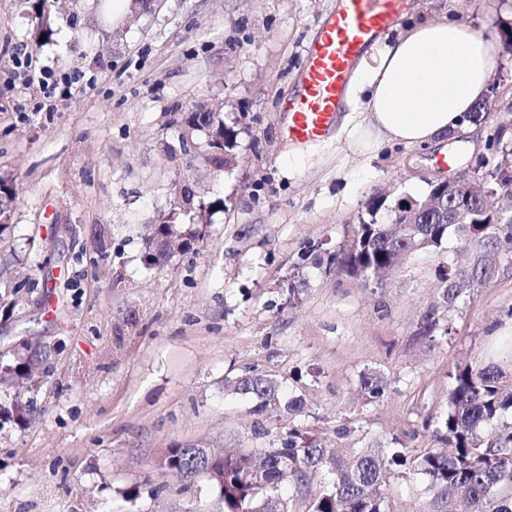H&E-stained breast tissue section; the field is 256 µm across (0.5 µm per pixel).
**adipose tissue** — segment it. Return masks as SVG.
<instances>
[{
  "mask_svg": "<svg viewBox=\"0 0 512 512\" xmlns=\"http://www.w3.org/2000/svg\"><path fill=\"white\" fill-rule=\"evenodd\" d=\"M494 45L470 27L444 18L408 26L358 67L371 137L416 146L463 131L464 116L484 97Z\"/></svg>",
  "mask_w": 512,
  "mask_h": 512,
  "instance_id": "adipose-tissue-1",
  "label": "adipose tissue"
}]
</instances>
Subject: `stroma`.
Returning <instances> with one entry per match:
<instances>
[{
  "label": "stroma",
  "instance_id": "obj_1",
  "mask_svg": "<svg viewBox=\"0 0 512 512\" xmlns=\"http://www.w3.org/2000/svg\"><path fill=\"white\" fill-rule=\"evenodd\" d=\"M34 2L0 0V177L19 190L0 253L17 250L14 269L53 290L25 294L0 326V357L25 337L50 344L52 358L34 421L0 427V512H199L198 490L178 491L150 464L175 445L234 437L259 447L249 401L224 393L225 379L251 367L304 399L270 427L294 419L330 441L337 425H359L418 449L435 445L456 365L494 361L512 379V335L490 337L512 326V258L498 257L493 282L452 308L439 275L462 262L452 250L406 255L370 283L310 266L300 302H288L301 248L345 246L370 197H384L385 224L430 181L479 162L489 172L503 157L471 126L440 144L365 151L351 137L366 122L360 111L344 112L322 145L289 146L281 101L336 0H133L118 21L103 0H48L53 34L41 42ZM444 12L494 42L497 24H512V0H417L404 21ZM20 46L35 68L82 80L45 94L20 77ZM200 103L236 133L237 163L221 177L166 151ZM183 176L225 208L203 241L145 269L143 227ZM371 371L387 382L376 402L359 385ZM147 476L159 493L124 502ZM386 497L390 512L425 504L410 473L396 474Z\"/></svg>",
  "mask_w": 512,
  "mask_h": 512
}]
</instances>
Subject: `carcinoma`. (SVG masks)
Instances as JSON below:
<instances>
[{"label":"carcinoma","instance_id":"obj_1","mask_svg":"<svg viewBox=\"0 0 512 512\" xmlns=\"http://www.w3.org/2000/svg\"><path fill=\"white\" fill-rule=\"evenodd\" d=\"M209 156L216 171L235 165L232 153L234 135L224 119L200 109L185 118L179 139L196 142ZM173 191L181 194L183 205L175 206L159 222L150 225L143 257L146 265L162 270L174 250L189 248L202 239L198 225L213 211L224 209V198H205L194 181L176 182ZM468 223H447L448 211L432 210L417 214L414 229L374 220L353 228L344 249L327 253L324 270L355 278H381L401 255L421 249H444L448 239L461 237V247L471 250L469 266L459 271L444 267L442 298L448 307L457 300L487 287L495 266L485 257L494 250L512 256V223L496 224L486 209L480 190L469 186ZM18 198L12 180L0 177V238L10 233L12 213ZM315 246L300 255L299 271L288 286V303L298 300L307 280L300 269ZM46 284L0 278V317L8 320L23 300L22 291ZM51 356V348L39 343L21 344L8 362L0 360V385L13 389L9 405L0 404L3 420L25 426L37 412L32 394L42 382L40 365ZM448 410L433 430L440 448H427L419 454L397 437L372 440L359 434V446L341 452L324 446L323 440L306 428L294 425L257 452L226 448L217 452L205 444L175 446L155 462L169 474L176 487L190 489L203 480L213 494V510L205 512H386L385 488L395 472L410 469L424 479L425 512H512V421L503 420L512 409V381L492 363H467L451 374ZM284 381L273 374L247 370L224 379V393L250 399V413L256 416L255 432L267 436L266 412L281 405ZM365 399L374 402L384 396L387 382L373 372L361 376ZM322 474L326 482L318 489L311 477Z\"/></svg>","mask_w":512,"mask_h":512}]
</instances>
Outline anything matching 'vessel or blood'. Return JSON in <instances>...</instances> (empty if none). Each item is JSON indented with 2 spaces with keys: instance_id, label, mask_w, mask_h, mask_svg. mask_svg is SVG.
Here are the masks:
<instances>
[{
  "instance_id": "b4317fda",
  "label": "vessel or blood",
  "mask_w": 512,
  "mask_h": 512,
  "mask_svg": "<svg viewBox=\"0 0 512 512\" xmlns=\"http://www.w3.org/2000/svg\"><path fill=\"white\" fill-rule=\"evenodd\" d=\"M413 4L414 0H336L305 47L296 92L281 105L290 145L307 148L329 139L358 62Z\"/></svg>"
}]
</instances>
